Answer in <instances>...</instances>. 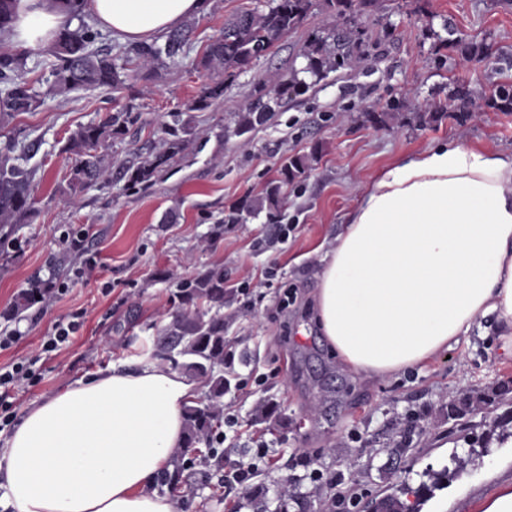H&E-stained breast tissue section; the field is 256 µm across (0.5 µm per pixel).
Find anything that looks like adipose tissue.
Returning a JSON list of instances; mask_svg holds the SVG:
<instances>
[{"instance_id": "1", "label": "adipose tissue", "mask_w": 512, "mask_h": 512, "mask_svg": "<svg viewBox=\"0 0 512 512\" xmlns=\"http://www.w3.org/2000/svg\"><path fill=\"white\" fill-rule=\"evenodd\" d=\"M204 0H87L96 25L136 43ZM68 15L19 0L12 46L46 47ZM317 323L355 371L386 377L468 342L494 317L512 357V152L450 142L406 155L362 192L322 259ZM197 383L158 363L111 365L35 402L0 476L13 512H181L155 483L184 446Z\"/></svg>"}]
</instances>
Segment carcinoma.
Wrapping results in <instances>:
<instances>
[{"instance_id":"1","label":"carcinoma","mask_w":512,"mask_h":512,"mask_svg":"<svg viewBox=\"0 0 512 512\" xmlns=\"http://www.w3.org/2000/svg\"><path fill=\"white\" fill-rule=\"evenodd\" d=\"M16 2L0 0V33L10 31ZM46 3L67 13L75 25L60 31L44 55L0 43V128L8 126L20 113L38 110L48 98L101 87L120 94L130 88L129 67L152 70L158 66H179L185 57V48L192 44L195 22L188 21L150 43L104 46L103 33L88 21L85 0H46ZM325 5L329 17L339 20L352 8L353 0H325ZM312 6L313 0H265L264 4L240 11L227 20L224 29L205 45L197 59V68L206 76L197 96L185 108L169 113L171 121L163 123L165 137L161 148L150 153L142 165L123 168L129 187L137 189L148 185L157 174L180 161L188 146L185 135L191 131L186 114L224 101L226 81L268 54L304 20ZM303 56L307 65L302 72L316 82L339 66L363 61L358 44L347 41L339 33L333 35L331 44L324 38L312 44L303 51ZM32 72L40 73L45 91H36L28 81L27 74ZM274 82L276 97L266 100L260 94L252 100L246 111L238 115L236 134L266 124L275 108L309 88V83L299 78L297 70L276 76ZM492 105L500 111H512V85L499 87ZM140 116L139 109L128 104L78 126L71 133L66 146V151L74 156L69 179L71 194L77 196L110 180L112 164L108 157L112 140L126 135ZM29 152L30 146L11 139L0 147V247L10 242L18 225L30 223L35 212L34 171L27 167ZM307 168L308 157L304 155L287 159L280 169L279 181L267 189L266 200L271 204L278 201L282 189ZM245 211L254 214L258 205L252 201L244 203L228 214L224 223L214 225L213 235L221 236L226 224L239 223ZM226 293L221 267L178 281L173 296L180 309L174 312L166 338L156 352L157 357L171 362L187 376L203 381L207 388L208 402L194 401L185 409L188 448L210 442L224 421L223 398L228 388V381L224 379ZM38 295H44V289L19 291L14 313H23L40 303L36 299ZM200 302L208 305L206 311L196 310ZM428 491L429 486L423 483L403 492L406 497L414 496V502L409 505L400 497H394L398 504L396 512H418Z\"/></svg>"}]
</instances>
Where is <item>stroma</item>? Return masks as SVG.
I'll use <instances>...</instances> for the list:
<instances>
[{"instance_id":"1","label":"stroma","mask_w":512,"mask_h":512,"mask_svg":"<svg viewBox=\"0 0 512 512\" xmlns=\"http://www.w3.org/2000/svg\"><path fill=\"white\" fill-rule=\"evenodd\" d=\"M256 2L208 0L195 18L196 49L180 68L157 69L120 94L97 89L46 100L0 130V137L31 145L29 164L36 169L32 221L17 227L18 247L0 255V329L24 334L0 351V366L39 354L58 320L85 314L69 346L46 361L42 380L15 394V413L24 415L34 402L98 369L149 359L172 321L177 279L220 266L232 291L224 304V337L235 354L224 369L235 383L224 407L238 425L176 491L184 512H255L262 499L284 488L291 491L288 512H322L321 497L305 479L313 468L342 473L354 496L350 512H369L372 499L403 483L418 485L425 471L442 470L455 453L466 458V467L422 512H481L490 495L512 484L511 443L470 454L487 425L512 408L498 398L502 388L512 387V359L500 353L492 320H482L469 343L448 355L369 378L342 364L321 336L314 293L323 255L384 168L452 141L512 152V112L486 104L494 84H512V0H376L371 8L352 10L343 26L359 42L364 61L329 73L263 127L234 135L237 112L271 90L272 75L302 68L304 48L324 36L327 15L319 2L269 54L226 84L223 103L192 112L187 154L173 170L156 176L149 188L129 189L123 167L139 165L159 148L167 113L193 99L204 80L194 67L198 49L227 18ZM467 45L489 47L491 60L467 61L461 53ZM458 88L472 97L465 117L451 97ZM394 101L401 105L399 123H378ZM129 103L142 114L127 136L112 143L111 181L69 200V135ZM436 105L443 109L439 120L421 123V113ZM294 155L310 156V167L277 208L224 224L233 208L263 197ZM217 223L224 234L214 240L210 231ZM278 224L291 225L287 242L254 250L255 239ZM79 227L87 232L80 252L64 239ZM88 256L96 262L92 276L71 281L73 268ZM271 268L275 276L265 279ZM65 280L66 293L12 315L21 289ZM260 374L267 380L259 386L253 379ZM468 396L487 402L450 418V406ZM268 402L277 406L273 425L258 415ZM260 436L273 464L260 466L251 494L224 487L221 475ZM397 446L404 455L390 458L389 449Z\"/></svg>"}]
</instances>
